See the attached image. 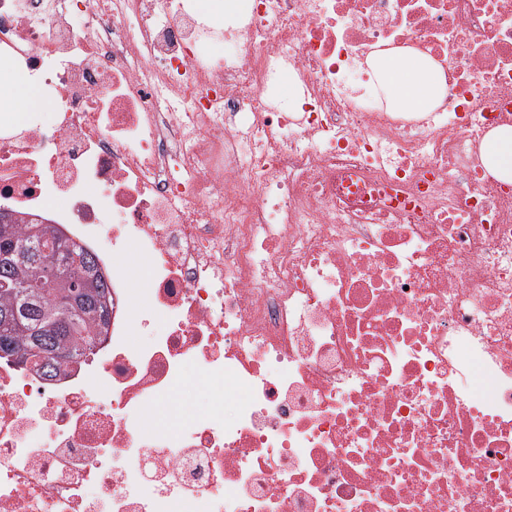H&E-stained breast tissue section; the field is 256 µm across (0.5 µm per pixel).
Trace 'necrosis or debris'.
Masks as SVG:
<instances>
[{
	"instance_id": "1",
	"label": "necrosis or debris",
	"mask_w": 512,
	"mask_h": 512,
	"mask_svg": "<svg viewBox=\"0 0 512 512\" xmlns=\"http://www.w3.org/2000/svg\"><path fill=\"white\" fill-rule=\"evenodd\" d=\"M395 51L434 110H385ZM2 61L53 112L0 122V209L111 306L54 379L0 359V512H512V184L479 152L512 0H0ZM200 8L211 15H223L224 12H243L249 9L250 0H200ZM389 104L403 112H429L439 101L443 76L416 53H389L378 67Z\"/></svg>"
}]
</instances>
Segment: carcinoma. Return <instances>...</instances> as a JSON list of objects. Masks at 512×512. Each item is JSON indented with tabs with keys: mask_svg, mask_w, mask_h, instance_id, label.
<instances>
[{
	"mask_svg": "<svg viewBox=\"0 0 512 512\" xmlns=\"http://www.w3.org/2000/svg\"><path fill=\"white\" fill-rule=\"evenodd\" d=\"M0 218V357L57 376L79 351L95 347L94 328L107 322L110 297L93 257L47 224ZM58 275L53 292L36 293L30 279L46 260Z\"/></svg>",
	"mask_w": 512,
	"mask_h": 512,
	"instance_id": "carcinoma-1",
	"label": "carcinoma"
}]
</instances>
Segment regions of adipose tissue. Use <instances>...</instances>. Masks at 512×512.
Listing matches in <instances>:
<instances>
[{"label":"adipose tissue","instance_id":"1","mask_svg":"<svg viewBox=\"0 0 512 512\" xmlns=\"http://www.w3.org/2000/svg\"><path fill=\"white\" fill-rule=\"evenodd\" d=\"M390 105L404 112H427L439 101L443 76L427 58L416 53H389L378 67ZM49 105L38 85L17 71L0 67V120L16 122L26 112ZM483 161L497 180L512 182V127L486 133L481 142Z\"/></svg>","mask_w":512,"mask_h":512}]
</instances>
